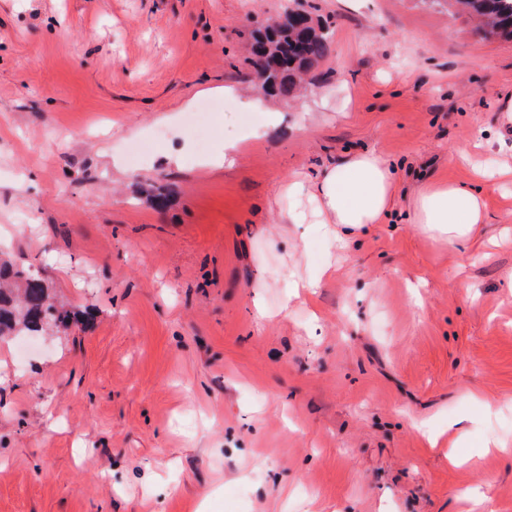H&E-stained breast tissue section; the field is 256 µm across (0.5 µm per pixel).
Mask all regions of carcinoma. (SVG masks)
<instances>
[{
  "mask_svg": "<svg viewBox=\"0 0 512 512\" xmlns=\"http://www.w3.org/2000/svg\"><path fill=\"white\" fill-rule=\"evenodd\" d=\"M292 2L303 12L302 19L291 25L276 21L253 38L251 64L267 96H293L302 74L330 51L332 33L327 23L311 17L302 0ZM447 4L474 19L483 38H512V0H447ZM72 320L70 311L54 304L38 273L0 258V338L65 332Z\"/></svg>",
  "mask_w": 512,
  "mask_h": 512,
  "instance_id": "1",
  "label": "carcinoma"
}]
</instances>
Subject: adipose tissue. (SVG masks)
<instances>
[{"mask_svg": "<svg viewBox=\"0 0 512 512\" xmlns=\"http://www.w3.org/2000/svg\"><path fill=\"white\" fill-rule=\"evenodd\" d=\"M391 164L372 152L349 155L324 169L311 184L294 180L282 189L295 200L309 197L318 224L335 225L338 241L383 223L393 203ZM486 219L480 191L454 182L424 187L415 197L411 221L451 244H466Z\"/></svg>", "mask_w": 512, "mask_h": 512, "instance_id": "obj_1", "label": "adipose tissue"}]
</instances>
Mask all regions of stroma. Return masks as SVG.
<instances>
[{"label": "stroma", "instance_id": "stroma-1", "mask_svg": "<svg viewBox=\"0 0 512 512\" xmlns=\"http://www.w3.org/2000/svg\"><path fill=\"white\" fill-rule=\"evenodd\" d=\"M307 3L331 50L271 118L249 44L285 0H0V255L86 323L0 340V512H512L480 447L512 448V40ZM360 151L397 169L386 223L282 224L284 185ZM439 180L484 197L467 244L408 219Z\"/></svg>", "mask_w": 512, "mask_h": 512}]
</instances>
